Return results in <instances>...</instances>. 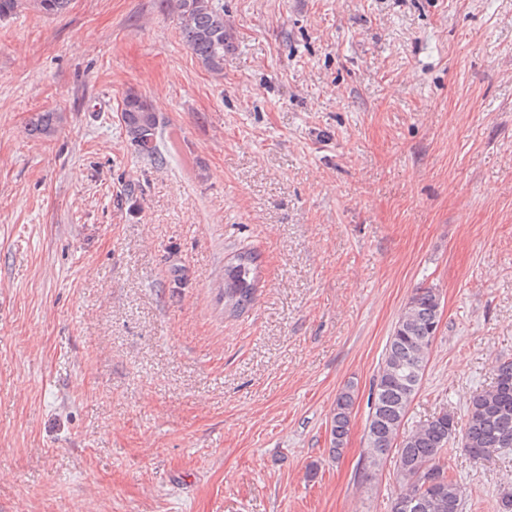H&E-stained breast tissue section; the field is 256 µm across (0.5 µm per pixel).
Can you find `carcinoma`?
<instances>
[{
	"mask_svg": "<svg viewBox=\"0 0 512 512\" xmlns=\"http://www.w3.org/2000/svg\"><path fill=\"white\" fill-rule=\"evenodd\" d=\"M183 41L201 65L213 74L224 70L229 35L224 25V6L219 0H172ZM62 116L57 112L35 114L30 131L51 136ZM122 121L131 145L142 156L156 158L160 120L152 104L137 94L124 98ZM258 257L241 251L224 265V312L239 315L254 302L259 283ZM442 315L440 293L418 288L401 310L386 343L383 361L373 380L370 411L365 427V449L358 478L366 482L387 460L398 454L399 490L391 512H461L466 488L448 463L457 445L476 462L503 448H512V359L494 366V382L475 394L463 430L455 416L440 413L401 435L407 410L420 388L435 334L432 325ZM354 403L353 386L336 395L329 421L330 448L338 458L350 433Z\"/></svg>",
	"mask_w": 512,
	"mask_h": 512,
	"instance_id": "cac0c4a2",
	"label": "carcinoma"
}]
</instances>
